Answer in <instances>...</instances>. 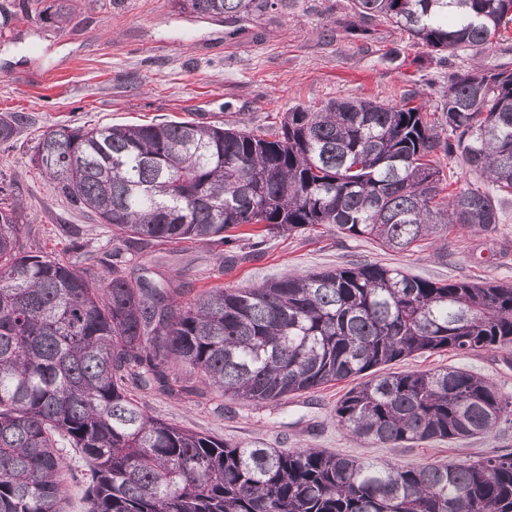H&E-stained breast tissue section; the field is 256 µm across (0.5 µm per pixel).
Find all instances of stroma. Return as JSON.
<instances>
[{
	"label": "stroma",
	"instance_id": "obj_1",
	"mask_svg": "<svg viewBox=\"0 0 512 512\" xmlns=\"http://www.w3.org/2000/svg\"><path fill=\"white\" fill-rule=\"evenodd\" d=\"M27 3L0 0V113L30 117L13 143L0 145V186L11 190L32 227L22 241L27 251L63 253V224L77 225L94 256L112 246L109 228L57 198L32 161L39 137L58 127L193 118L267 128L288 110L337 98L393 104L415 94L433 105L455 71L475 64L512 71V26L480 55L458 50L444 60L412 45L387 21H360L350 0H288L234 24L180 12L172 0H71V18L60 27L37 21ZM501 208L503 222L494 231L454 226L411 251L384 250L322 227L269 239L232 266L222 264L224 247L212 241L158 244L139 254L128 274L177 288L184 301L214 286L252 287L364 261L433 281L512 287V196ZM450 366L486 377L512 398V347L425 353L397 368ZM172 375L179 393L145 395L151 415L251 447L318 448L410 466L512 452V424L488 435L400 448L355 440L335 417L353 385L349 379L262 407L216 395L189 368L175 367Z\"/></svg>",
	"mask_w": 512,
	"mask_h": 512
}]
</instances>
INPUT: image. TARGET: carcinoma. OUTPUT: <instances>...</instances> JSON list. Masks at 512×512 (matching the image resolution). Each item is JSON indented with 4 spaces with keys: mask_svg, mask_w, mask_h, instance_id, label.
Masks as SVG:
<instances>
[{
    "mask_svg": "<svg viewBox=\"0 0 512 512\" xmlns=\"http://www.w3.org/2000/svg\"><path fill=\"white\" fill-rule=\"evenodd\" d=\"M431 53H480L512 22V0H351ZM288 0H174L237 21ZM59 26L68 0L36 11ZM25 116L0 115V144ZM451 136H442L444 130ZM512 193V72L448 76L440 106L338 99L298 106L262 131L195 120L71 129L39 139L33 163L74 209L112 232L99 277L80 259L26 252L29 225L0 200V512H64L89 467V512H512V453L406 466L316 448H251L148 414L136 393L176 392L185 365L219 396L265 406L356 381L337 425L383 447L485 434L512 401L457 368L391 372L417 354L512 346V287L435 282L377 263L209 288L188 302L140 276L152 244L253 247L323 224L406 251L458 225L491 231L496 196L443 194L440 160ZM81 461L71 462L74 477H69L65 483V497L67 498V506L65 512H88V505L84 500V487L82 486ZM79 466V467H78Z\"/></svg>",
    "mask_w": 512,
    "mask_h": 512,
    "instance_id": "1",
    "label": "carcinoma"
}]
</instances>
